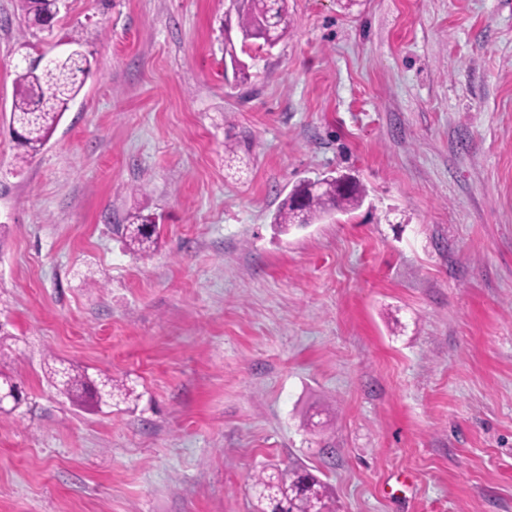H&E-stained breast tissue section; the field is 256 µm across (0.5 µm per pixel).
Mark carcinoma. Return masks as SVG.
Instances as JSON below:
<instances>
[{
    "mask_svg": "<svg viewBox=\"0 0 512 512\" xmlns=\"http://www.w3.org/2000/svg\"><path fill=\"white\" fill-rule=\"evenodd\" d=\"M26 16L57 17L56 0H20ZM238 27L242 39H258L272 47L288 33L283 8L275 9L267 0H241L237 5ZM91 73L85 55L65 61L23 64L17 67L15 98L10 123L20 130L18 145L23 149L18 162L27 163L40 153L61 122L70 103L82 90ZM323 186L309 189L305 180L298 181L288 192L274 215L279 232L294 226L313 224L334 212H351L362 205L367 191L357 180L342 187L322 178ZM126 248L141 259L153 256L160 240V225L155 218L140 212L128 217V223L115 225ZM99 392L85 374L63 371L56 380L57 389L71 401L82 404L91 399L97 406L109 405L112 399H130L134 391L111 379L100 382ZM255 512H334L326 486L304 469H273L258 475L253 484Z\"/></svg>",
    "mask_w": 512,
    "mask_h": 512,
    "instance_id": "1",
    "label": "carcinoma"
}]
</instances>
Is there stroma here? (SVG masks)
I'll list each match as a JSON object with an SVG mask.
<instances>
[{
    "instance_id": "1",
    "label": "stroma",
    "mask_w": 512,
    "mask_h": 512,
    "mask_svg": "<svg viewBox=\"0 0 512 512\" xmlns=\"http://www.w3.org/2000/svg\"><path fill=\"white\" fill-rule=\"evenodd\" d=\"M285 7L269 49L233 0H66L92 73L21 168L0 0V512H252L296 464L335 512H512V0ZM334 171L362 206L278 232ZM67 368L137 399L78 407ZM115 230L126 248L141 259H150L158 247L160 226L151 215L133 213L128 217V224H116Z\"/></svg>"
}]
</instances>
